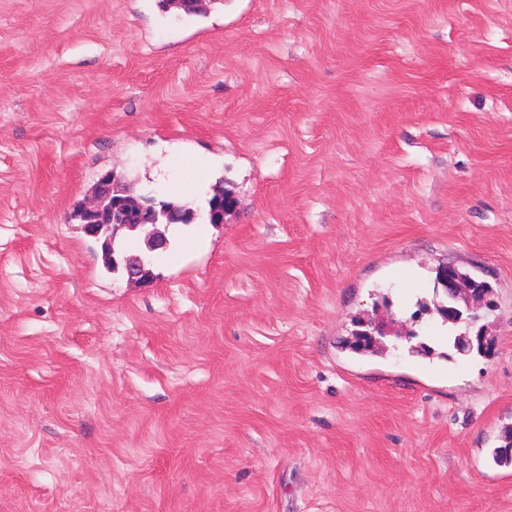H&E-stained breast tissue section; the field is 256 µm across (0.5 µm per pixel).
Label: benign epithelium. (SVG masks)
I'll return each instance as SVG.
<instances>
[{
    "instance_id": "obj_1",
    "label": "benign epithelium",
    "mask_w": 512,
    "mask_h": 512,
    "mask_svg": "<svg viewBox=\"0 0 512 512\" xmlns=\"http://www.w3.org/2000/svg\"><path fill=\"white\" fill-rule=\"evenodd\" d=\"M115 175H105L98 184L97 193L91 203L81 209L79 220L91 236H98L103 228L131 227L145 224H183L194 220L197 212L179 208L159 209L151 200L137 201L133 196L114 188ZM152 258L132 256L127 259L129 279L139 281L150 273ZM440 281L448 297L446 309L452 316L477 318V309L470 305L474 295L487 292L474 287L472 279L457 266L448 264L441 268Z\"/></svg>"
}]
</instances>
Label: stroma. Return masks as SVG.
Listing matches in <instances>:
<instances>
[{
	"mask_svg": "<svg viewBox=\"0 0 512 512\" xmlns=\"http://www.w3.org/2000/svg\"><path fill=\"white\" fill-rule=\"evenodd\" d=\"M181 155L234 208L108 271L74 204ZM509 428L512 0H0V512H512ZM440 281L442 282L448 297V306L445 308L452 317L458 316L457 321H461L464 311L468 313L469 318L476 319L477 308L470 305V300L475 301L486 297L487 292L481 288H474L472 279L457 266L444 265L440 271ZM483 295L481 298H474V295ZM464 311H463V310Z\"/></svg>",
	"mask_w": 512,
	"mask_h": 512,
	"instance_id": "obj_1",
	"label": "stroma"
}]
</instances>
